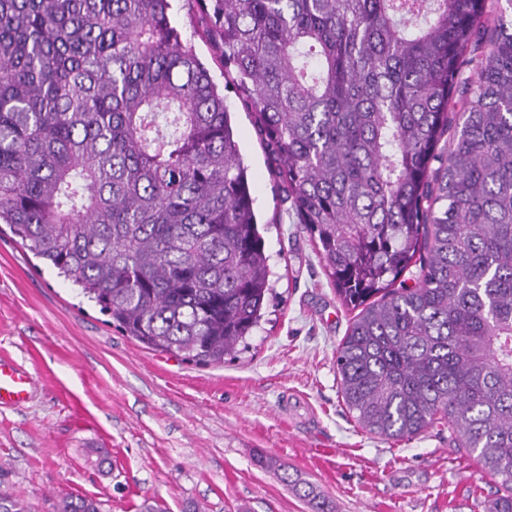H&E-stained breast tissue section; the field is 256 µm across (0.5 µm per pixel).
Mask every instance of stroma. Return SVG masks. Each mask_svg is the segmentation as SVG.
Segmentation results:
<instances>
[{
  "label": "stroma",
  "instance_id": "35a3bbf8",
  "mask_svg": "<svg viewBox=\"0 0 512 512\" xmlns=\"http://www.w3.org/2000/svg\"><path fill=\"white\" fill-rule=\"evenodd\" d=\"M196 15L175 0L173 25L223 83ZM226 102L273 272L260 326L220 365L146 349L1 226L0 357L30 371L32 397L0 409V488L30 512L70 493L104 512H310L286 471L333 512H484L496 482L452 448L445 422L393 440L346 409L336 347L354 313L281 204L252 114ZM281 478L287 486H291L295 493L308 503L311 511L332 512L330 503L312 485L299 479H292L286 471Z\"/></svg>",
  "mask_w": 512,
  "mask_h": 512
}]
</instances>
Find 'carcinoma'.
<instances>
[{
  "instance_id": "obj_1",
  "label": "carcinoma",
  "mask_w": 512,
  "mask_h": 512,
  "mask_svg": "<svg viewBox=\"0 0 512 512\" xmlns=\"http://www.w3.org/2000/svg\"><path fill=\"white\" fill-rule=\"evenodd\" d=\"M172 2L0 0V224L125 335L220 364L271 270ZM195 2L280 203L357 311L336 349L348 411L388 439L448 422L497 479L486 512H512V0ZM0 512L27 505L1 491Z\"/></svg>"
}]
</instances>
